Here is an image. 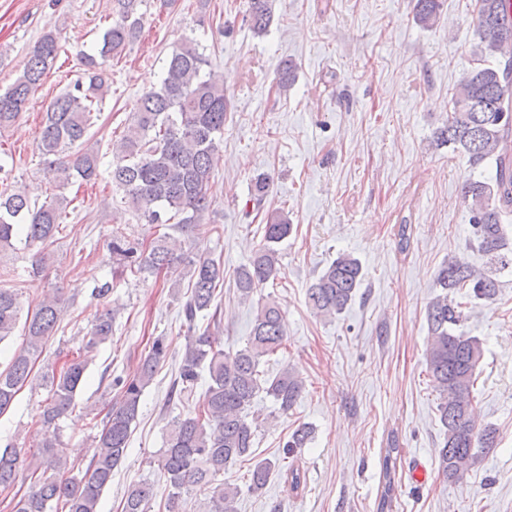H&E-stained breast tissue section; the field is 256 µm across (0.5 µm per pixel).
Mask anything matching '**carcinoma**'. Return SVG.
I'll return each mask as SVG.
<instances>
[{
	"mask_svg": "<svg viewBox=\"0 0 512 512\" xmlns=\"http://www.w3.org/2000/svg\"><path fill=\"white\" fill-rule=\"evenodd\" d=\"M114 2L117 19L103 33L100 48L81 54V76L49 103L42 121L38 149L48 159L49 174L60 190L76 182L94 184L102 176L103 156L89 144L88 130L109 89L108 62L139 37L138 6L143 0ZM440 14V0H415L414 17L420 26L434 27ZM246 17L255 32H266L272 22V0H248ZM476 30L490 54L502 55L512 48V23L505 20L504 0H477ZM60 51L56 34L44 33L28 52L19 76L6 89L0 88V134L25 111ZM211 65L196 39L186 38L173 46L159 86L139 98L127 130L113 144L107 168L112 187L122 193V201L139 219L189 238L200 230L211 206L213 160L223 142L229 110L224 79L212 73ZM296 78V64L284 62L277 73V91L287 93ZM435 141L466 156L474 169L488 160L495 163L494 176L469 178L461 187L471 200L472 243L487 257L489 268L477 272L459 261L448 262L437 277L442 293L427 307L426 365L439 392L437 411L444 427L438 474L456 483L497 442L496 429L479 423L472 394L484 354L482 342L460 330L463 306L448 292L467 288L470 298L491 302L498 292L496 273L512 266V247L502 224V214L512 208V57L481 65L461 80L451 97L448 121L436 131ZM13 167L9 158L0 157V183L5 185L0 191V253L17 252V241L26 248L35 243L51 245L69 204L60 193L38 205L22 190L7 188ZM291 231L285 215L267 216L258 248L249 264L235 273L242 301L251 300L259 288L277 278L281 244ZM107 251L115 278L128 271L148 276L185 271L191 285L183 304L189 327H195L199 316L220 322L219 312L210 309L217 287L224 282L221 262L201 253L178 251L166 232L146 245L117 230ZM363 278L359 260L340 253L310 284L307 305L321 317L339 315L354 300ZM58 292L54 289L37 303L25 321L23 346L0 369V414L30 381L36 360L59 327ZM20 297L17 288H0V343L17 327ZM115 315L113 309L100 315L79 354L44 378L48 395L40 413L37 449L16 444L0 449V493L12 488L25 472L33 479L30 491L11 512H48L54 503L62 505L64 512H98L102 493L126 456L144 390L167 355V344L158 338L137 377L111 380L119 401L107 413L100 434L91 440L88 466L73 474L74 465L60 447L59 422L74 405L90 353L112 337ZM286 342L282 311L269 298L258 303L250 336L235 352L224 351L208 328L188 337L172 393L181 402L190 398L200 381H205L206 389L193 407L173 418L160 449L157 467L166 482L165 512H184L192 495L197 496V512H237L239 488L219 483L217 477L252 455L257 424L249 420V410L254 399L263 393L272 398L278 414L286 415L304 390L302 379L288 367L272 379L263 378L259 370L262 358L285 348ZM311 434L307 426L297 428L284 448L289 452L304 447ZM396 452V447L385 450L377 512H391ZM272 468L269 460L256 463L248 488L263 489ZM155 496V483L143 479L128 488L122 512H151Z\"/></svg>",
	"mask_w": 512,
	"mask_h": 512,
	"instance_id": "obj_1",
	"label": "carcinoma"
}]
</instances>
